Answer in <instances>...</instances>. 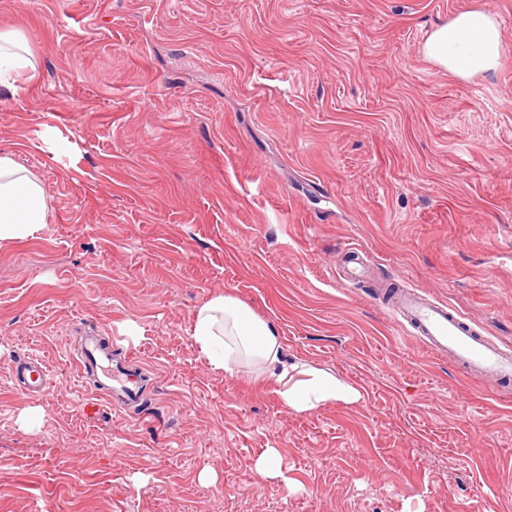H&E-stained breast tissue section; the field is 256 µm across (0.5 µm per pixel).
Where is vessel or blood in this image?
<instances>
[{"label": "vessel or blood", "instance_id": "1", "mask_svg": "<svg viewBox=\"0 0 512 512\" xmlns=\"http://www.w3.org/2000/svg\"><path fill=\"white\" fill-rule=\"evenodd\" d=\"M399 314L413 325L426 347L435 355L452 358L466 372L495 379H512V348L501 345L473 328L446 302L432 301L415 292L406 293ZM83 374L93 375L97 391L120 405L137 403L140 385L137 375L112 367V352L99 337H87L80 357ZM12 379L20 389L42 394L53 385L52 376L38 359L17 364Z\"/></svg>", "mask_w": 512, "mask_h": 512}]
</instances>
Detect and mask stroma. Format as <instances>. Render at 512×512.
<instances>
[{
  "label": "stroma",
  "instance_id": "35a3bbf8",
  "mask_svg": "<svg viewBox=\"0 0 512 512\" xmlns=\"http://www.w3.org/2000/svg\"><path fill=\"white\" fill-rule=\"evenodd\" d=\"M474 10L503 51L463 79L421 46ZM0 31L36 65L0 85V152L51 199L0 251V512H512V381L434 357L381 291L512 345V0H0ZM217 294L362 400L297 415L212 371ZM91 328L136 358L139 411L82 383ZM21 357L55 386L21 392ZM255 468L257 473L263 478L277 480L282 483L287 490H292L293 480L288 476L287 471L281 464L278 449H265V451L257 459Z\"/></svg>",
  "mask_w": 512,
  "mask_h": 512
}]
</instances>
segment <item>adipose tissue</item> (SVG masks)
Masks as SVG:
<instances>
[{
	"mask_svg": "<svg viewBox=\"0 0 512 512\" xmlns=\"http://www.w3.org/2000/svg\"><path fill=\"white\" fill-rule=\"evenodd\" d=\"M500 30L484 12L468 11L437 27L423 46L424 55L443 70L462 77L486 74L498 66ZM34 67L25 38L0 32V85L7 74ZM50 210L42 181L0 152V249L33 239L43 231ZM192 337L212 370L234 374L249 365L256 378L271 382L280 400L295 414L325 406L352 405L362 399L355 383L308 365L286 362L277 325L256 315L238 299L220 294L197 307Z\"/></svg>",
	"mask_w": 512,
	"mask_h": 512,
	"instance_id": "ef3b65f1",
	"label": "adipose tissue"
}]
</instances>
